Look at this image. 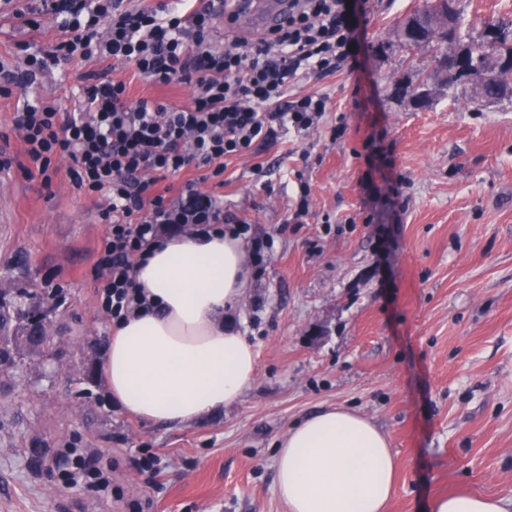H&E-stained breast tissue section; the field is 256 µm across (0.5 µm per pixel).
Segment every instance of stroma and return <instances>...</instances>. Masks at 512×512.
I'll use <instances>...</instances> for the list:
<instances>
[{"mask_svg":"<svg viewBox=\"0 0 512 512\" xmlns=\"http://www.w3.org/2000/svg\"><path fill=\"white\" fill-rule=\"evenodd\" d=\"M424 0H367L357 65L299 83L332 110L303 134L278 130L252 155L228 160L225 214L274 246L252 269L231 317L258 354L253 385L200 422L172 426L118 407L102 377L112 334L94 271L107 226L75 191L62 160L51 187L13 165L0 177L11 221L0 223V282L59 291L50 358L0 374V512H285L273 460L288 428L330 406L371 419L398 455L388 512H427L458 491L512 494V98L471 99L466 85L415 108L402 87L432 82L442 43H401L400 22ZM468 35L512 19V0H455ZM0 4V56L21 40L47 45ZM89 65L39 74L25 97L75 108ZM115 77L131 99L187 104L190 89L153 86L130 66ZM309 209L294 218L300 184ZM94 448L114 459L120 500L62 490L47 459ZM165 462L157 486L137 449Z\"/></svg>","mask_w":512,"mask_h":512,"instance_id":"obj_1","label":"stroma"}]
</instances>
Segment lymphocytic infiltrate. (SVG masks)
<instances>
[{
    "mask_svg": "<svg viewBox=\"0 0 512 512\" xmlns=\"http://www.w3.org/2000/svg\"><path fill=\"white\" fill-rule=\"evenodd\" d=\"M225 0H23L13 15L30 31L44 16L56 19L59 37L49 46L18 42L12 61L0 59V97L21 93L48 66L96 63L83 76L77 109L54 99L25 101L12 127L42 186H50L52 161H71L73 187L98 201L107 225L95 270L98 301L119 325L148 309L134 284L135 266L166 236L216 231L247 236L248 222L224 214V202L201 193L190 171L223 177L225 161L251 155L277 129H311L328 110L322 94H291L310 75L330 74L352 54L354 0H292L277 28L248 40L224 41L217 20L233 25ZM134 66L144 81L187 84V104L131 100L117 65ZM184 177L177 196L158 185Z\"/></svg>",
    "mask_w": 512,
    "mask_h": 512,
    "instance_id": "f902f5d3",
    "label": "lymphocytic infiltrate"
}]
</instances>
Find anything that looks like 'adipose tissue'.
Segmentation results:
<instances>
[{
  "label": "adipose tissue",
  "instance_id": "obj_1",
  "mask_svg": "<svg viewBox=\"0 0 512 512\" xmlns=\"http://www.w3.org/2000/svg\"><path fill=\"white\" fill-rule=\"evenodd\" d=\"M243 239L164 240L133 278L151 310L120 326L102 363L122 410L145 421L189 424L235 403L256 376L252 343L225 321L251 284ZM274 466L286 512H385L398 457L365 416L325 408L288 429ZM430 512H512V496H439Z\"/></svg>",
  "mask_w": 512,
  "mask_h": 512
}]
</instances>
